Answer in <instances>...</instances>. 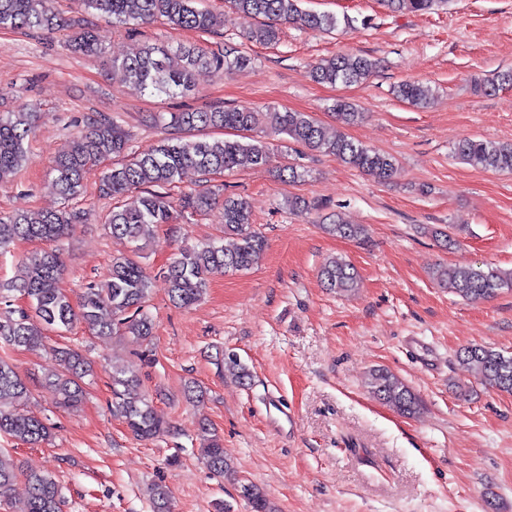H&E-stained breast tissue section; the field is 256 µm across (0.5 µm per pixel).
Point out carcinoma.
<instances>
[{"mask_svg": "<svg viewBox=\"0 0 512 512\" xmlns=\"http://www.w3.org/2000/svg\"><path fill=\"white\" fill-rule=\"evenodd\" d=\"M201 0H82L84 9L108 22L138 26L161 21L175 29L209 34L216 25L215 15L200 6ZM247 23L241 37L249 43L273 45L279 41L280 25L289 24L312 33H327L338 28L336 15L316 13L300 7L301 0H225ZM393 12L426 13L445 0H383ZM69 31L67 46L75 54L103 53L94 31L83 18H66L52 0H0V30L24 32ZM253 62L245 51L222 46L148 42L138 52L112 60V76L137 85L152 95L187 96L196 88L201 70L217 73L240 69ZM376 68L371 58L353 53H338L312 69L318 83L360 84ZM512 86V70L501 72L496 82L474 83V91L487 94L496 88ZM396 96L410 104L426 103L431 89L416 81H404L395 88ZM330 110L343 124L364 117L343 99ZM42 114L27 106L0 113V183L6 182L27 160L26 143ZM147 123L163 128L166 136L154 148L135 153L103 167L105 161L130 149V135L114 118L98 114L88 118V127L69 149L54 158L50 172L61 199V207L32 213L0 214V251L17 241L46 242L47 249L35 250L20 263V274L0 283V297L18 293L30 302L33 314L6 309L0 311V349L24 347L37 350L52 332L62 333L80 322L92 335L129 337L140 346L150 345L154 319L145 309L150 276L141 259L154 239V228L170 224L175 215L202 213L216 204L218 190L211 185L174 195L182 172L192 168L204 177L221 175L249 166L261 169L273 158L274 142L283 141L306 154L332 156L336 160L379 181L388 180L396 159L387 153L367 148L344 136H329L306 112H280L270 107L259 110L241 106L211 107L148 116ZM227 131L230 137L201 136L199 132ZM463 162L494 172H512V143L464 138L455 148ZM99 172V191L116 199L106 215L104 226L112 238L129 250L112 258L108 278L91 284L83 292L79 310H74L61 287L64 262L56 243L66 238L73 225L83 223L84 212L71 206L83 195L86 176ZM280 176L290 183L300 181L305 170L296 162H286ZM324 228L345 239L363 240V225L326 224ZM266 239L252 224L248 203L235 196L224 197L223 236L208 243L184 247L167 266L166 280L171 301L183 308L200 302L206 294L209 275L216 270L232 272L251 269L265 250ZM326 288L337 293L353 292L359 276L354 265L342 256L327 258L319 270ZM434 278L465 301L495 297L512 288V268L458 266L453 271L438 268ZM63 368L47 376L64 408L78 406L84 397L83 378L90 364L81 351L71 347L54 349ZM461 362L482 385L512 392V354L485 346H469L459 353ZM134 369L112 373V413L122 417L134 437L153 440L170 431V424L155 414L146 395L138 391ZM367 386L386 406L403 416L415 415L420 399L396 375L384 368L370 372ZM30 395L28 383L9 361L0 355V435L38 446L51 439V424L24 411ZM200 457L215 474L232 471L224 455V440L207 424L200 432ZM11 460L0 450V501L7 498L18 478ZM29 496L25 512H62L64 498L60 484L51 476L25 474ZM240 493L252 512H276L263 492L252 483L240 485ZM153 512H168V491L162 485L151 488Z\"/></svg>", "mask_w": 512, "mask_h": 512, "instance_id": "carcinoma-1", "label": "carcinoma"}]
</instances>
